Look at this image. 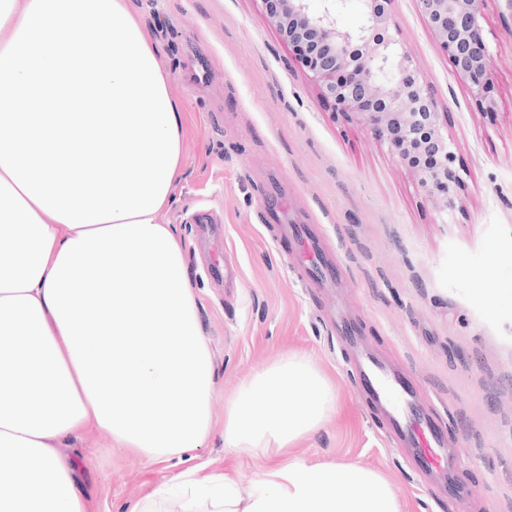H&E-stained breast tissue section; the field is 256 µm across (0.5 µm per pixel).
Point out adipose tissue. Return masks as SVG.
<instances>
[{
  "instance_id": "adipose-tissue-1",
  "label": "adipose tissue",
  "mask_w": 512,
  "mask_h": 512,
  "mask_svg": "<svg viewBox=\"0 0 512 512\" xmlns=\"http://www.w3.org/2000/svg\"><path fill=\"white\" fill-rule=\"evenodd\" d=\"M168 84L126 0H0V512H88L67 454L83 432L153 462L211 438L212 354L182 238L157 221L182 168ZM335 403L293 354L245 380L224 445L272 459L264 490L190 467L185 512H401L375 471L288 458Z\"/></svg>"
}]
</instances>
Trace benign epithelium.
Wrapping results in <instances>:
<instances>
[{"label":"benign epithelium","instance_id":"7a95c632","mask_svg":"<svg viewBox=\"0 0 512 512\" xmlns=\"http://www.w3.org/2000/svg\"><path fill=\"white\" fill-rule=\"evenodd\" d=\"M271 23L298 52L319 93L335 111L358 114L418 176L435 208L454 203L459 176L448 166L452 153L439 123L430 88L411 57L389 33L391 0H361L363 24L339 25L329 12L309 10L308 0H263ZM454 74L476 100L490 80L491 61L480 25V0H416Z\"/></svg>","mask_w":512,"mask_h":512}]
</instances>
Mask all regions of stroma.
Masks as SVG:
<instances>
[{
	"label": "stroma",
	"mask_w": 512,
	"mask_h": 512,
	"mask_svg": "<svg viewBox=\"0 0 512 512\" xmlns=\"http://www.w3.org/2000/svg\"><path fill=\"white\" fill-rule=\"evenodd\" d=\"M159 43L184 112L183 170L157 221L177 225L216 370L207 447L155 463L104 431L73 444L89 512H127L189 467L224 469L260 492L261 456L224 447V397L278 355L312 361L334 384L324 425L291 450L303 462L379 472L402 512H512V0H482L491 59L480 109L415 0H392L389 31L432 91L461 179L436 209L415 173L360 117L323 101L263 0H132ZM317 224L336 285L308 283L294 238L268 223ZM491 276L495 294L478 288ZM339 305L361 341L415 382L461 450L458 501L404 460L382 409L355 383Z\"/></svg>",
	"instance_id": "1"
}]
</instances>
